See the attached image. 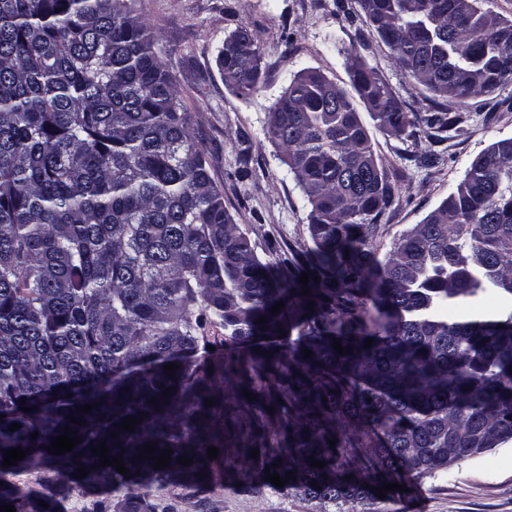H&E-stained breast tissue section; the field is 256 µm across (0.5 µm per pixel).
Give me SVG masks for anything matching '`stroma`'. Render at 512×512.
I'll list each match as a JSON object with an SVG mask.
<instances>
[{"label": "stroma", "mask_w": 512, "mask_h": 512, "mask_svg": "<svg viewBox=\"0 0 512 512\" xmlns=\"http://www.w3.org/2000/svg\"><path fill=\"white\" fill-rule=\"evenodd\" d=\"M132 7L153 28L225 207L265 262L282 255L303 262L313 246L307 201L264 134L267 113L294 74L317 68L350 87L346 57L354 53L380 73L407 111L434 106L430 93L406 77L375 30L356 20L357 0H133ZM240 27L259 45L264 72L260 87L246 97L225 84L218 64L225 39ZM469 110L472 118L464 130L438 145L421 132L400 140L370 127L378 161L400 195L378 219L373 245L379 254L388 253L448 197L479 153L512 137L511 84L473 99ZM244 151L250 175L241 180L236 172ZM431 151L440 153V162L416 167L415 156ZM7 480L18 496H53L58 512H92L96 503L112 498L110 486L60 480L48 465L9 474ZM146 493L165 512H407L413 497L423 512H512V443L418 479L413 494L395 490L339 508L250 482H217L196 490L153 484Z\"/></svg>", "instance_id": "stroma-1"}]
</instances>
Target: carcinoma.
Segmentation results:
<instances>
[{
    "label": "carcinoma",
    "mask_w": 512,
    "mask_h": 512,
    "mask_svg": "<svg viewBox=\"0 0 512 512\" xmlns=\"http://www.w3.org/2000/svg\"><path fill=\"white\" fill-rule=\"evenodd\" d=\"M130 2L0 0V473L50 464L69 480L82 463L84 481L109 483L128 512H158L141 492L154 482L228 475L270 487L268 468L293 473L283 489L336 506L512 441V146L478 154L381 258L371 239L398 189L352 97L303 69L265 134L307 199L314 248L300 267L286 255L264 262L224 207L154 31ZM358 3L406 75L456 105L408 112L350 54L352 86L388 134L425 126L441 142L471 120V100L512 84L501 66L512 22L480 0ZM229 37L239 49L219 54V67L248 95L260 47L244 28ZM487 296L500 315L448 318ZM208 324L224 338L207 340ZM335 338L352 353H337ZM141 412L134 431H116ZM66 426L83 441L48 453ZM103 441L131 478L101 467L90 446ZM147 443L156 456L172 448L168 467L137 460ZM17 447L26 457L2 467ZM346 448L367 449L372 470L348 466ZM312 455L326 466H310ZM43 501L0 486V507L56 512Z\"/></svg>",
    "instance_id": "1"
}]
</instances>
